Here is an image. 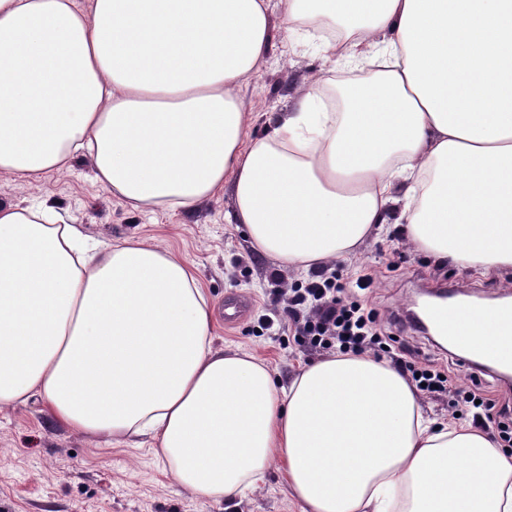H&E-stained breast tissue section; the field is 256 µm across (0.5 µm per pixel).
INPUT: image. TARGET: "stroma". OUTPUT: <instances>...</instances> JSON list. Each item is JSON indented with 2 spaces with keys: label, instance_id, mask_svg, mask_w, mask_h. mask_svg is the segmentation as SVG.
I'll return each instance as SVG.
<instances>
[{
  "label": "stroma",
  "instance_id": "obj_1",
  "mask_svg": "<svg viewBox=\"0 0 512 512\" xmlns=\"http://www.w3.org/2000/svg\"><path fill=\"white\" fill-rule=\"evenodd\" d=\"M270 20L268 62L240 89L252 109L256 137L265 133L270 114L285 110L304 80L323 67L314 42L286 41L280 0H270ZM38 199L80 224L91 239L148 241L191 262L213 301L216 347L251 354L284 383L318 359V352L300 345L287 325L271 319L274 292L300 284L306 273L253 254L242 230L227 221L230 193L187 212L150 214L132 209L96 182L84 155L73 159L69 173L46 174L35 183L0 174L1 203L25 206ZM337 265L347 294L377 310L391 348H417L421 361L448 364L464 387L481 388L499 406L512 402V383L497 370H476L472 359L435 337L400 329L395 322L418 293L438 286L479 299L512 296V275L440 265L417 252L395 228L371 237L357 255L338 259ZM364 274L372 275L375 284L362 291L356 281ZM240 297L248 302L245 312L236 322H225V303ZM0 512H302V507L275 468L257 489L233 502L197 499L172 484L149 448L94 443L33 401L0 413Z\"/></svg>",
  "mask_w": 512,
  "mask_h": 512
}]
</instances>
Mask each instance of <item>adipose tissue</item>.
Returning a JSON list of instances; mask_svg holds the SVG:
<instances>
[{
	"mask_svg": "<svg viewBox=\"0 0 512 512\" xmlns=\"http://www.w3.org/2000/svg\"><path fill=\"white\" fill-rule=\"evenodd\" d=\"M340 29L324 64L386 61L368 91L303 83L248 136L238 90L271 45L267 0H0V172L88 155L137 210L227 190L283 265L356 255L382 224L462 269L512 272V0H282ZM40 401L89 439L150 438L173 483L234 501L270 467L303 512H512V451L425 418L389 362L336 354L288 384L212 345L193 265L90 247L54 208L0 205V410Z\"/></svg>",
	"mask_w": 512,
	"mask_h": 512,
	"instance_id": "ef3b65f1",
	"label": "adipose tissue"
}]
</instances>
